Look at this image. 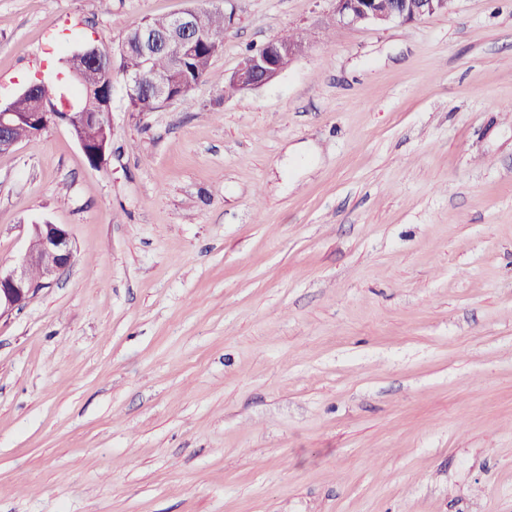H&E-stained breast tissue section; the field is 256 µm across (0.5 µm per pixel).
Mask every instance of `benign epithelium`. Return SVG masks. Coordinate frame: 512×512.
<instances>
[{
  "mask_svg": "<svg viewBox=\"0 0 512 512\" xmlns=\"http://www.w3.org/2000/svg\"><path fill=\"white\" fill-rule=\"evenodd\" d=\"M333 13L341 23L385 25L406 24L448 10L452 0H331ZM199 38L198 10L187 8L174 14L168 31L159 36L148 28L141 31L140 50L136 53L138 66L123 72L127 95L136 98L144 90L166 106L184 98L195 83L175 85L166 74L149 73L155 51L163 44L176 41L183 57L192 58ZM306 48L304 41H285L274 38L265 43L258 53L246 55L232 73L228 86L236 92L255 90L273 81L290 61ZM112 53L103 46L79 54L82 66L112 68ZM41 85L33 83L22 94L34 96L31 112H15L12 105H0V154L22 143L16 131L24 129L26 139H34L52 126H64L70 132L84 155L98 166L104 158V149L84 138L86 125L109 122L112 92L101 87L96 92V106L84 111L86 98L61 93V107L52 106L43 96H37ZM28 245L24 256L12 267L0 266V318L22 308L39 289L46 287L67 270L74 258V247L66 225L48 221L35 222L28 227Z\"/></svg>",
  "mask_w": 512,
  "mask_h": 512,
  "instance_id": "obj_1",
  "label": "benign epithelium"
}]
</instances>
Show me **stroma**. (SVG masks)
<instances>
[{
	"instance_id": "35a3bbf8",
	"label": "stroma",
	"mask_w": 512,
	"mask_h": 512,
	"mask_svg": "<svg viewBox=\"0 0 512 512\" xmlns=\"http://www.w3.org/2000/svg\"><path fill=\"white\" fill-rule=\"evenodd\" d=\"M219 0H0V103L90 40ZM182 101L0 154V512H512V0L349 26L234 0ZM307 51L225 97L248 48ZM24 256L12 267L0 265V318L22 308L40 288L49 285L67 270L74 258V247L66 225L48 221L28 227ZM39 271V277L31 274Z\"/></svg>"
}]
</instances>
